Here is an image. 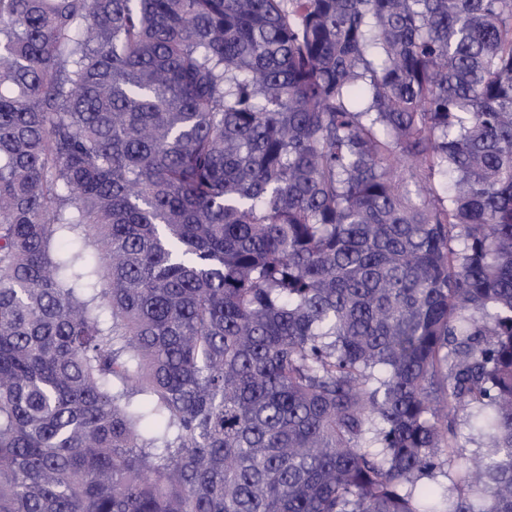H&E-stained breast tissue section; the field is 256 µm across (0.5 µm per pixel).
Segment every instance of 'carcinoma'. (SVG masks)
Masks as SVG:
<instances>
[{
	"mask_svg": "<svg viewBox=\"0 0 512 512\" xmlns=\"http://www.w3.org/2000/svg\"><path fill=\"white\" fill-rule=\"evenodd\" d=\"M0 512H512V0H0Z\"/></svg>",
	"mask_w": 512,
	"mask_h": 512,
	"instance_id": "carcinoma-1",
	"label": "carcinoma"
}]
</instances>
